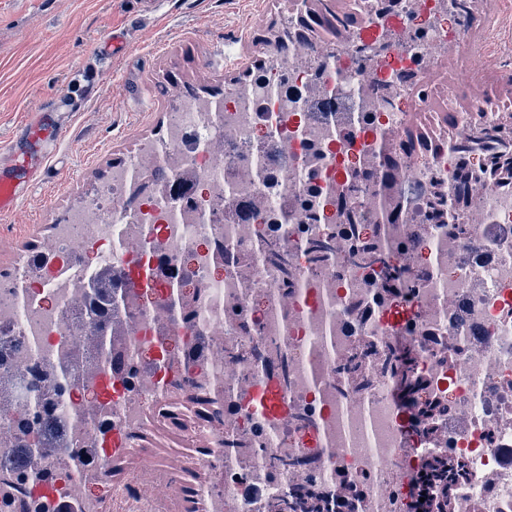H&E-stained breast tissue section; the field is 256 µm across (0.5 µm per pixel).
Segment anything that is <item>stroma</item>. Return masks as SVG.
<instances>
[{
	"label": "stroma",
	"instance_id": "35a3bbf8",
	"mask_svg": "<svg viewBox=\"0 0 512 512\" xmlns=\"http://www.w3.org/2000/svg\"><path fill=\"white\" fill-rule=\"evenodd\" d=\"M287 21L285 0H0V161L34 106L79 103L58 113L65 133L46 174L14 213L0 216V275L46 244L51 224L70 209L92 206L113 165L161 138L177 96L226 89L270 57ZM117 27L131 45L115 60L99 47ZM464 38L497 65L480 69L468 52L453 59L433 77L447 84L449 103L465 106L490 85L512 93V0H502L497 13L476 14ZM205 444L190 430L153 420L112 463L107 482L145 495L138 467L150 460L151 480L163 492L155 512H190Z\"/></svg>",
	"mask_w": 512,
	"mask_h": 512
}]
</instances>
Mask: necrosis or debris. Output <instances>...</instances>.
<instances>
[{
  "instance_id": "necrosis-or-debris-1",
  "label": "necrosis or debris",
  "mask_w": 512,
  "mask_h": 512,
  "mask_svg": "<svg viewBox=\"0 0 512 512\" xmlns=\"http://www.w3.org/2000/svg\"><path fill=\"white\" fill-rule=\"evenodd\" d=\"M366 2L355 0L357 26L321 60L263 70L219 108L181 97L162 138L113 167L93 209L52 226L39 276L0 279L8 362L66 359L76 372L49 380L72 447L95 446L101 422L148 421L139 406L72 415L90 389L85 291L101 271L127 267L122 237L144 241L155 280L116 308L129 327L114 366L136 396L167 395L147 359L157 336L194 378L223 377L231 360L255 380L278 370L287 391L290 417L271 424L225 383L235 421L210 433L197 462L224 470L223 483L200 482L203 503L220 493L224 512H266L295 475L275 462L294 455L313 458L330 487L342 474L392 487L386 502L373 492L371 512H406L411 467L446 453L468 469L447 512H512V172L477 183L469 202L455 201L453 181L459 146L498 127L512 97L481 96L445 124L428 104L440 89L422 76L440 51L461 53L462 34L402 0L385 54L371 56L360 47L379 18ZM414 127L434 149L404 154ZM138 171L158 190L136 194ZM436 199L453 202L450 221H427ZM350 210L364 223H348ZM315 242L330 246L328 261L315 262ZM396 306L406 321H389ZM408 350L423 384L400 404L389 360ZM242 432L257 451L225 457Z\"/></svg>"
}]
</instances>
